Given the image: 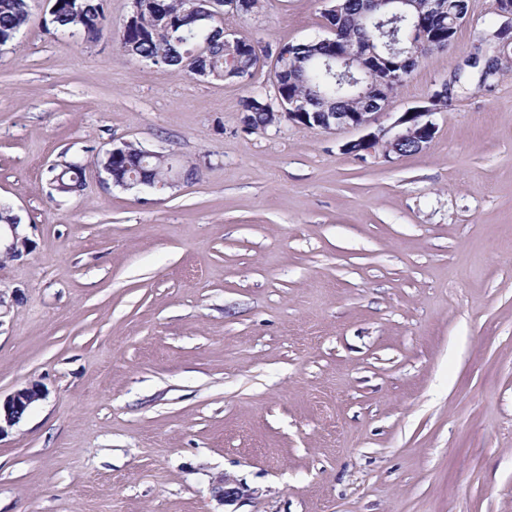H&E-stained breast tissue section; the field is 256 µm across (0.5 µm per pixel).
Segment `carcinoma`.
Returning a JSON list of instances; mask_svg holds the SVG:
<instances>
[{
  "label": "carcinoma",
  "instance_id": "1",
  "mask_svg": "<svg viewBox=\"0 0 512 512\" xmlns=\"http://www.w3.org/2000/svg\"><path fill=\"white\" fill-rule=\"evenodd\" d=\"M52 24L57 29L77 28L87 39H99L113 32L112 19L105 12L100 0H58ZM448 14L442 18L431 17L430 27L440 37L430 41L429 51L446 49L448 24L455 16H465L469 0H447ZM143 10L134 25L119 27L118 38L124 52L133 60L151 61L175 72H184L189 56L202 49L194 63L207 72L209 80H236L242 73L253 76L255 69L266 62L272 70L271 86L280 97H296L305 101L308 112H366L373 106V96L358 95L347 83L336 80L328 71V56L336 49L319 39L293 43L288 57V73H281L280 60L273 59L271 45L262 46L247 39H238L242 50L236 56V66L228 70L226 58L229 47L224 38V18H212L202 27L187 34L174 25L187 6L186 0H142ZM30 0H0V37L3 44L12 42L29 17ZM326 22L339 30L344 46L365 56L371 65L387 57L386 45L392 39L407 40L411 20L408 17L396 24H377L376 15L367 12L365 0H339L338 13L332 18L324 15ZM486 60L479 56L468 58L462 65L453 94H463L472 86L482 87L480 73ZM277 108L266 103V98L256 95L241 101L242 123L249 130H257L273 123L271 113ZM121 156L111 161L102 156L98 163H109L119 180L136 183L140 180L159 181L166 176V165L145 155V148L130 142L120 144ZM51 183L65 185L76 183L83 176V169L57 164L50 169Z\"/></svg>",
  "mask_w": 512,
  "mask_h": 512
}]
</instances>
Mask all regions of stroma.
Listing matches in <instances>:
<instances>
[{
	"label": "stroma",
	"instance_id": "stroma-1",
	"mask_svg": "<svg viewBox=\"0 0 512 512\" xmlns=\"http://www.w3.org/2000/svg\"><path fill=\"white\" fill-rule=\"evenodd\" d=\"M322 0H265L237 37L325 35ZM420 59L421 105L481 33ZM250 84L131 60L55 30L34 0L0 47V395L45 399L0 437V512H512V67L436 113L413 155L358 131L248 130ZM137 143L196 165L155 193L106 186ZM80 162L84 188L48 187ZM12 210L9 207L2 206L0 203V210L3 209ZM14 219V212L13 211H2L0 220L2 222L1 225H8L9 226V236L11 238V241L7 243L5 247V251H8V254L13 257H18L22 253L26 252L27 244H28V237L26 235H21L18 231V226L22 224H18L19 217L17 216L15 219V222L11 224H6V222L13 221ZM1 225H0V252H1ZM215 497L224 507L235 504L244 496H251L254 491L230 475H224L214 488Z\"/></svg>",
	"mask_w": 512,
	"mask_h": 512
}]
</instances>
